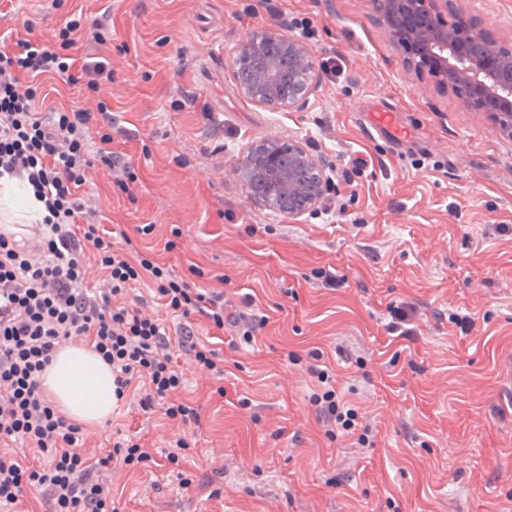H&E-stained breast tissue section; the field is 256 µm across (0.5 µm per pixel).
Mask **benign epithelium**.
<instances>
[{"mask_svg":"<svg viewBox=\"0 0 512 512\" xmlns=\"http://www.w3.org/2000/svg\"><path fill=\"white\" fill-rule=\"evenodd\" d=\"M463 0H373L374 21L396 42L403 67L429 76L466 107L492 116L512 137V58L487 45L484 30L457 28L442 18ZM241 64L259 60L246 76L233 71L240 92L251 101L280 110H301L320 83L309 47L274 28L251 33L242 43ZM246 185L266 186L299 218L321 205L329 177L323 161L298 143L263 140L251 144L239 164Z\"/></svg>","mask_w":512,"mask_h":512,"instance_id":"obj_1","label":"benign epithelium"}]
</instances>
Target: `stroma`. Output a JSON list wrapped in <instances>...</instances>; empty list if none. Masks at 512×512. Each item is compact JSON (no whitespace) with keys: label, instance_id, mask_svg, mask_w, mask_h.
Listing matches in <instances>:
<instances>
[{"label":"stroma","instance_id":"1","mask_svg":"<svg viewBox=\"0 0 512 512\" xmlns=\"http://www.w3.org/2000/svg\"><path fill=\"white\" fill-rule=\"evenodd\" d=\"M278 5L275 16L259 0H0V49L54 40L77 13L104 21L107 43L81 33L69 52L110 59L99 96L111 149L138 179L120 190L98 161L82 193L105 228L224 294L223 329L198 313L163 318L171 338L190 328L224 361L222 376L203 375L173 350L200 425L143 413L132 392L86 427V451L134 435L152 448L148 466L113 468L120 512H512V233L500 230L512 225V139L405 72L371 0ZM265 27L305 37L322 73L303 111L237 89L239 46ZM378 112L396 123L372 138ZM273 129L325 161L333 184L317 213L289 218L241 180L239 159ZM393 304L413 310L412 335L389 333ZM256 314L267 322L244 342ZM454 314L473 318L469 334ZM313 349L369 425L366 443L327 437L318 385L291 360ZM181 437L192 451L177 468L166 455Z\"/></svg>","mask_w":512,"mask_h":512}]
</instances>
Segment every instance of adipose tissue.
<instances>
[{"mask_svg": "<svg viewBox=\"0 0 512 512\" xmlns=\"http://www.w3.org/2000/svg\"><path fill=\"white\" fill-rule=\"evenodd\" d=\"M45 211L26 181L0 182V223L42 221ZM43 387L69 420L99 423L112 412V369L88 348L59 349L44 374Z\"/></svg>", "mask_w": 512, "mask_h": 512, "instance_id": "adipose-tissue-1", "label": "adipose tissue"}]
</instances>
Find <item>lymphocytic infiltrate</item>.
Masks as SVG:
<instances>
[{
    "label": "lymphocytic infiltrate",
    "instance_id": "lymphocytic-infiltrate-1",
    "mask_svg": "<svg viewBox=\"0 0 512 512\" xmlns=\"http://www.w3.org/2000/svg\"><path fill=\"white\" fill-rule=\"evenodd\" d=\"M28 76L80 82L92 94L113 80L107 61L76 64L57 44L26 39L0 50V178L27 181L46 210L37 244L0 233V512L32 490L45 497L49 512H119L105 474L115 464L147 463L150 450L130 437L101 453H83L82 427L53 406L41 375L62 342L80 340L111 366L115 398L136 390L143 411L160 404L168 418L199 424L198 407L174 398L183 377L163 322L124 299L147 279L171 315L197 312L220 329L224 295L175 276L133 240L115 246L110 231L94 224L79 192L92 166L89 131L111 125L109 106L99 100L91 108L41 109L36 89L24 82ZM89 251L105 276L97 295L86 286ZM308 371L322 385L310 399L319 418L355 428L358 412L341 403L332 371L313 364Z\"/></svg>",
    "mask_w": 512,
    "mask_h": 512
}]
</instances>
